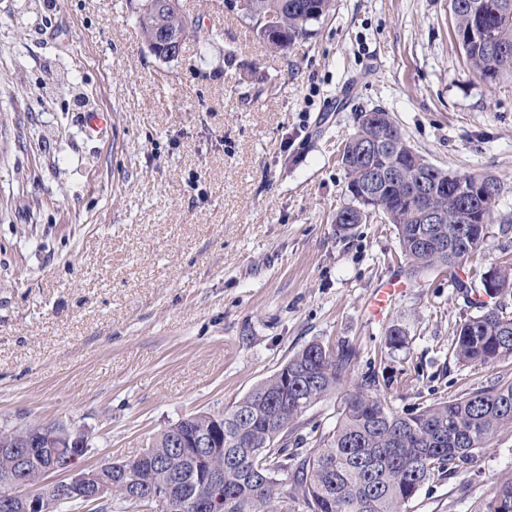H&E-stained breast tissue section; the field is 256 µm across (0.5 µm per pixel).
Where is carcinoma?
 I'll return each instance as SVG.
<instances>
[{
  "label": "carcinoma",
  "instance_id": "carcinoma-1",
  "mask_svg": "<svg viewBox=\"0 0 512 512\" xmlns=\"http://www.w3.org/2000/svg\"><path fill=\"white\" fill-rule=\"evenodd\" d=\"M242 17L256 21V34L272 48L286 52L311 34L310 26L329 13L334 0H243ZM455 34L479 77L493 83L512 72V0H450ZM142 41L154 51L162 33L181 39L198 33L182 9L162 0H141L135 7ZM377 123L360 112L356 133L342 149L352 198L375 193L376 205L396 228L404 272L411 281L435 270L454 273L487 245L478 238V224L497 219L500 191L475 199L474 223L464 220L455 193L473 174H450L438 167L431 178L428 205L443 215L442 223L426 224L407 207L430 163L405 139L390 113L380 108ZM383 149L363 152L377 136ZM393 171L399 179L386 187L368 184V169ZM367 220L353 206L336 214L337 230L348 233ZM495 296L512 294V263L490 269ZM455 355L467 365L491 367L512 355V318L498 307L461 323ZM355 352L311 343L296 352L273 376L224 411V443L216 454L196 457L178 443L189 436H208L217 415L196 413L163 429L149 447L128 460H119L104 475L115 488L114 512H153L154 493L171 488L195 499L192 512H213L210 501L221 499L218 512H403V507L437 472L454 474L470 465L476 452L502 428L512 427V382H495L453 400L437 402L412 414H398L360 388L344 395L336 426L318 439V448L304 456L288 453L294 425L312 404L340 390ZM39 426L11 427L3 436L15 448H33L27 474L38 479L48 464L40 453ZM137 478L126 485L127 473ZM70 512H106L89 501L57 499ZM486 512H512V481L490 493Z\"/></svg>",
  "mask_w": 512,
  "mask_h": 512
}]
</instances>
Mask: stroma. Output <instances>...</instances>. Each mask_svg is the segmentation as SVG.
Instances as JSON below:
<instances>
[{"label":"stroma","instance_id":"stroma-1","mask_svg":"<svg viewBox=\"0 0 512 512\" xmlns=\"http://www.w3.org/2000/svg\"><path fill=\"white\" fill-rule=\"evenodd\" d=\"M137 3L33 0L22 16L0 0V427L83 430L82 469L130 459L312 343L355 358L300 418L289 446L304 453L358 386L407 414L512 382V356L456 360L479 307L448 272L371 318L374 289L403 276L395 227L379 213L335 224L352 203L343 144L375 107L433 165L497 177L512 218V73L479 78L449 0H334L285 54L224 0H180L222 38L189 37L169 62L143 43ZM92 110L111 115L93 134ZM506 255L512 232L492 224L459 276L479 281ZM510 479L509 427L407 512H486Z\"/></svg>","mask_w":512,"mask_h":512}]
</instances>
